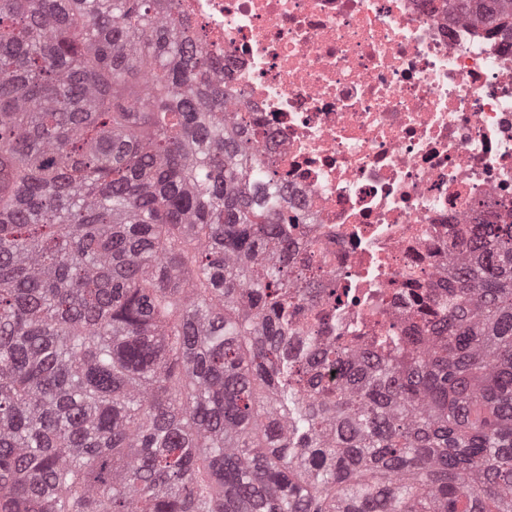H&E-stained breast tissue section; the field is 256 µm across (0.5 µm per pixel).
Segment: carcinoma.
<instances>
[{"label": "carcinoma", "mask_w": 512, "mask_h": 512, "mask_svg": "<svg viewBox=\"0 0 512 512\" xmlns=\"http://www.w3.org/2000/svg\"><path fill=\"white\" fill-rule=\"evenodd\" d=\"M280 179L176 0H0V512H512V223L373 348Z\"/></svg>", "instance_id": "cac0c4a2"}]
</instances>
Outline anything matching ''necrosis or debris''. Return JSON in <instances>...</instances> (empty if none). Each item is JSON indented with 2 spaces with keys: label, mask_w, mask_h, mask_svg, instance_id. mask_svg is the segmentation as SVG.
I'll use <instances>...</instances> for the list:
<instances>
[{
  "label": "necrosis or debris",
  "mask_w": 512,
  "mask_h": 512,
  "mask_svg": "<svg viewBox=\"0 0 512 512\" xmlns=\"http://www.w3.org/2000/svg\"><path fill=\"white\" fill-rule=\"evenodd\" d=\"M465 0H182L316 268L308 325L403 335L512 222V32Z\"/></svg>",
  "instance_id": "1"
}]
</instances>
